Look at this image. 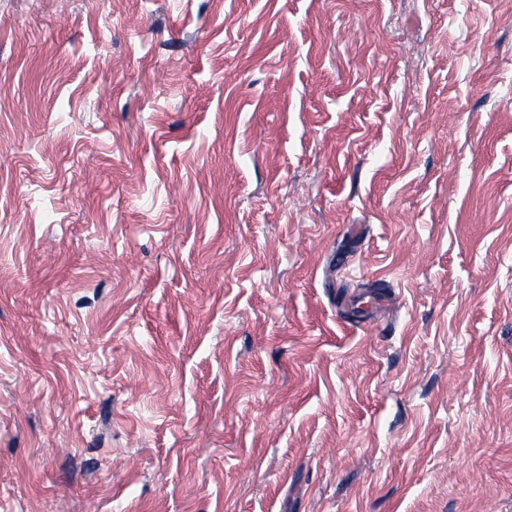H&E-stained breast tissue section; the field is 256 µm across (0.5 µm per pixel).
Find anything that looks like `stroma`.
Wrapping results in <instances>:
<instances>
[{"instance_id":"stroma-1","label":"stroma","mask_w":512,"mask_h":512,"mask_svg":"<svg viewBox=\"0 0 512 512\" xmlns=\"http://www.w3.org/2000/svg\"><path fill=\"white\" fill-rule=\"evenodd\" d=\"M0 512H512V0H0Z\"/></svg>"}]
</instances>
